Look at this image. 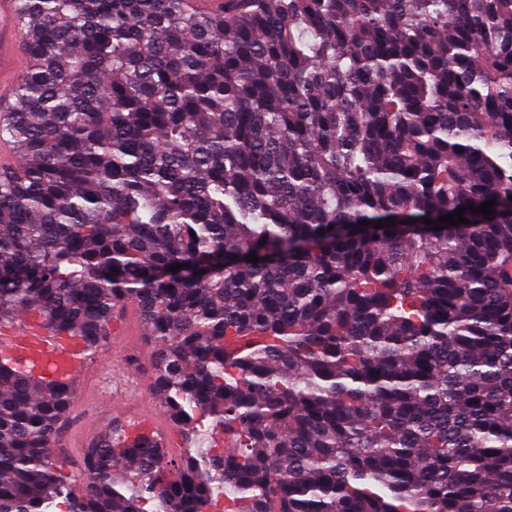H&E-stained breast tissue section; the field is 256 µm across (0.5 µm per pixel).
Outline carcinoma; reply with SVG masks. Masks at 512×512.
Here are the masks:
<instances>
[{"label":"carcinoma","instance_id":"obj_1","mask_svg":"<svg viewBox=\"0 0 512 512\" xmlns=\"http://www.w3.org/2000/svg\"><path fill=\"white\" fill-rule=\"evenodd\" d=\"M16 6L0 322L94 354L135 305L232 447L114 428L76 494L73 388L0 353V512H512V0Z\"/></svg>","mask_w":512,"mask_h":512}]
</instances>
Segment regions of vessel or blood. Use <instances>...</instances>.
Returning a JSON list of instances; mask_svg holds the SVG:
<instances>
[{
  "label": "vessel or blood",
  "mask_w": 512,
  "mask_h": 512,
  "mask_svg": "<svg viewBox=\"0 0 512 512\" xmlns=\"http://www.w3.org/2000/svg\"><path fill=\"white\" fill-rule=\"evenodd\" d=\"M20 22L14 0H0V84L13 81L28 61L19 50ZM16 353L29 365L51 378L78 384L90 357L78 338L58 333L32 313L21 314L14 322L0 325V348Z\"/></svg>",
  "instance_id": "vessel-or-blood-1"
}]
</instances>
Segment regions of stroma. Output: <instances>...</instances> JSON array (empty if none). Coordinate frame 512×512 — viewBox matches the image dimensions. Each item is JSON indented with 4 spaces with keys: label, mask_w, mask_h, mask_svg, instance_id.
I'll use <instances>...</instances> for the list:
<instances>
[{
    "label": "stroma",
    "mask_w": 512,
    "mask_h": 512,
    "mask_svg": "<svg viewBox=\"0 0 512 512\" xmlns=\"http://www.w3.org/2000/svg\"><path fill=\"white\" fill-rule=\"evenodd\" d=\"M119 330V336L113 337L108 347L92 356L83 379L88 396L73 407L53 449L60 474L74 484L79 481L82 435L93 427L108 432L122 418L124 404H134L141 414L158 420L172 458H180L186 446L182 433L164 416L152 387L154 348L144 334L139 313H131Z\"/></svg>",
    "instance_id": "obj_1"
}]
</instances>
